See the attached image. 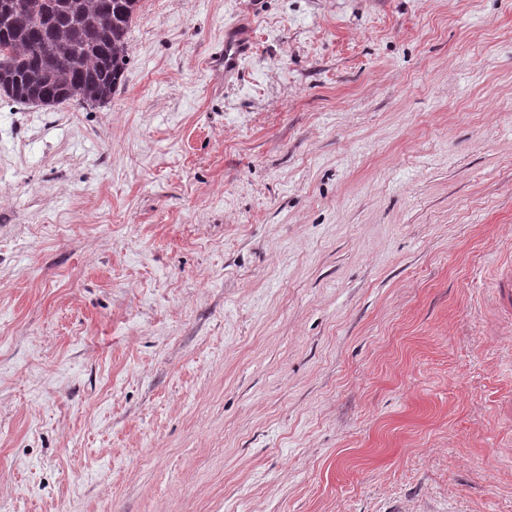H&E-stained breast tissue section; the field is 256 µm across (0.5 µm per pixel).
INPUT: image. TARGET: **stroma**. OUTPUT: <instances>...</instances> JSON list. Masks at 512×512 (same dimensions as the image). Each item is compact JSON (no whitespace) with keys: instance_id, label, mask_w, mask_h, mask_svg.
<instances>
[{"instance_id":"35a3bbf8","label":"stroma","mask_w":512,"mask_h":512,"mask_svg":"<svg viewBox=\"0 0 512 512\" xmlns=\"http://www.w3.org/2000/svg\"><path fill=\"white\" fill-rule=\"evenodd\" d=\"M511 256L512 0H140L0 98V512H512ZM248 50L249 40L246 31L237 26H230L224 30V75H232L239 71Z\"/></svg>"}]
</instances>
